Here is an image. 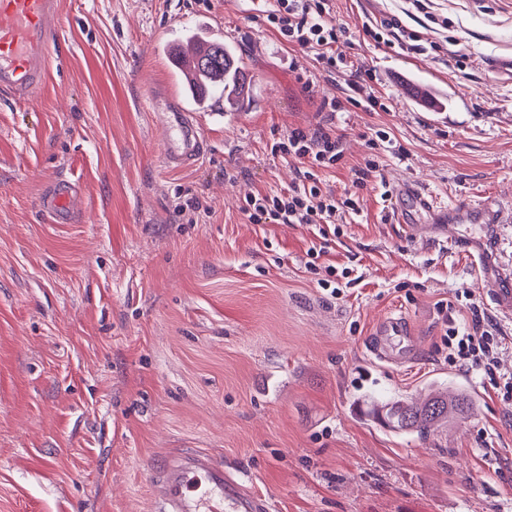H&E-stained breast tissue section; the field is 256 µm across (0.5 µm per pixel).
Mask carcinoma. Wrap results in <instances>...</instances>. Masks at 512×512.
Returning <instances> with one entry per match:
<instances>
[{
    "label": "carcinoma",
    "mask_w": 512,
    "mask_h": 512,
    "mask_svg": "<svg viewBox=\"0 0 512 512\" xmlns=\"http://www.w3.org/2000/svg\"><path fill=\"white\" fill-rule=\"evenodd\" d=\"M196 67L210 79V83L203 86L204 93L200 95L190 88L185 89L191 106L198 107L214 88L222 90L226 102L235 104L244 97L246 68L231 47L219 42L212 43L197 53ZM472 406V400L461 393L452 397L432 394L417 401L400 397L372 400L368 403L366 414L393 432L424 439L439 426L465 418Z\"/></svg>",
    "instance_id": "cac0c4a2"
}]
</instances>
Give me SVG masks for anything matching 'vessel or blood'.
I'll use <instances>...</instances> for the list:
<instances>
[{"label": "vessel or blood", "mask_w": 512, "mask_h": 512, "mask_svg": "<svg viewBox=\"0 0 512 512\" xmlns=\"http://www.w3.org/2000/svg\"><path fill=\"white\" fill-rule=\"evenodd\" d=\"M62 0H0V95L17 102L35 95L48 78V57L61 43ZM152 111L164 112L168 132L162 148L166 168L179 169L197 163L206 152L198 125L183 105L162 96L150 100ZM69 181L55 183L41 199L40 209L56 223H64L73 203ZM440 224H510L512 204L491 199L475 208L464 200L447 205L420 184L400 183L396 204L389 213L391 223L402 225L407 234L419 231L422 216ZM371 349L381 359L412 347L413 338L403 319L389 317L376 329ZM162 488L156 512H267L262 499L239 490L221 464L205 454L185 453L172 457L151 472Z\"/></svg>", "instance_id": "1"}]
</instances>
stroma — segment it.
Listing matches in <instances>:
<instances>
[{"label": "stroma", "instance_id": "1", "mask_svg": "<svg viewBox=\"0 0 512 512\" xmlns=\"http://www.w3.org/2000/svg\"><path fill=\"white\" fill-rule=\"evenodd\" d=\"M63 12V65L24 104L0 99V512H154L150 467L185 452L223 464L270 512H512V397L450 365L444 344L470 299L512 375V317L484 269L446 236L410 239L381 198L414 180L447 203L512 200V74L496 66L512 55V0H334L346 54L376 75L360 83L281 44L257 0H63ZM201 16L250 88L239 111L198 113L207 153L169 171L144 100L182 95L166 45ZM392 18L428 52L360 40ZM414 82L444 111L416 104ZM350 95L382 107L333 117L342 159L324 186L341 199L355 169L378 171L312 263L316 227L249 224L240 206L295 182L272 144ZM380 131L390 142L369 147ZM61 179L79 186L68 224L38 209ZM332 266L356 275L335 298L319 286ZM391 316L414 336L398 361L370 351ZM431 385L470 394L468 419L422 440L360 411Z\"/></svg>", "mask_w": 512, "mask_h": 512}]
</instances>
